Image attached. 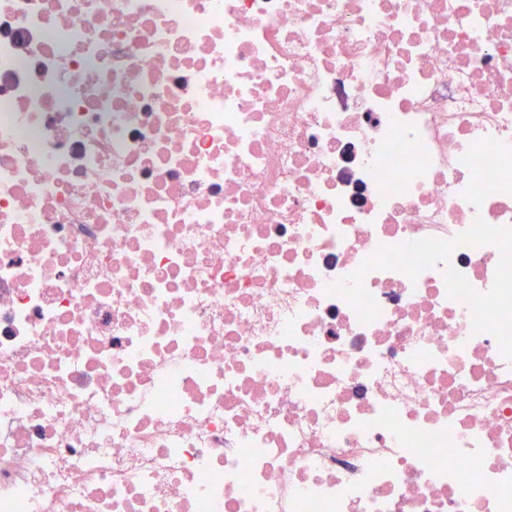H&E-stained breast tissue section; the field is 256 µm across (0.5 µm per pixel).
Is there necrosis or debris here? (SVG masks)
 Segmentation results:
<instances>
[{
  "mask_svg": "<svg viewBox=\"0 0 512 512\" xmlns=\"http://www.w3.org/2000/svg\"><path fill=\"white\" fill-rule=\"evenodd\" d=\"M0 512H512V0H0Z\"/></svg>",
  "mask_w": 512,
  "mask_h": 512,
  "instance_id": "necrosis-or-debris-1",
  "label": "necrosis or debris"
}]
</instances>
